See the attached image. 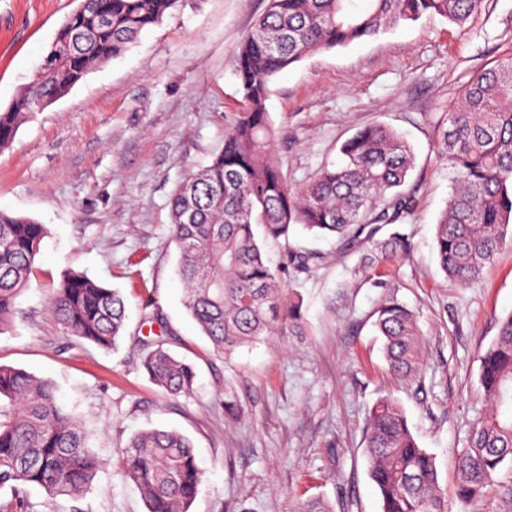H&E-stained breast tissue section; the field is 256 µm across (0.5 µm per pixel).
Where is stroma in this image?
<instances>
[{
  "label": "stroma",
  "mask_w": 512,
  "mask_h": 512,
  "mask_svg": "<svg viewBox=\"0 0 512 512\" xmlns=\"http://www.w3.org/2000/svg\"><path fill=\"white\" fill-rule=\"evenodd\" d=\"M78 0H0V110L30 80ZM268 0H180L119 58L90 72L24 123L0 151V209L49 230L30 283L0 334V364L50 381L104 461L76 500L22 485L0 489V512H146L118 473L114 451L140 430L174 429L193 444L204 479L191 512H295L321 500L332 512H380L364 456V418L381 396L400 401L421 447L436 457L448 512H512V463L473 503L456 497L455 458L487 401L479 355L512 312V244L477 281L441 270L435 224L450 172L436 128L471 78L512 55V0H487L466 31L421 19L279 74L267 110L290 185L310 182L360 128L398 131L415 154L403 187L413 199L406 255L364 267L367 241L295 233L267 242L321 252L286 288L303 298L306 333L217 354L187 314L169 238L176 186L207 164L242 108L233 59ZM77 271L126 299L116 349L79 343L50 308ZM413 312L425 364L414 382L386 369L374 321L387 298ZM164 341L197 373L193 393L169 397L141 366V338Z\"/></svg>",
  "instance_id": "35a3bbf8"
}]
</instances>
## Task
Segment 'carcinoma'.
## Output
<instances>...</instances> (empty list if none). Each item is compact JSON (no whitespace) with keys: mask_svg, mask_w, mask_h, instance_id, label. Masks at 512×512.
<instances>
[{"mask_svg":"<svg viewBox=\"0 0 512 512\" xmlns=\"http://www.w3.org/2000/svg\"><path fill=\"white\" fill-rule=\"evenodd\" d=\"M180 0H80L58 30L31 81L0 111V149L34 114L96 67L120 57L141 31L160 23ZM484 0H269L233 62L244 108L224 134V147L189 174L170 200L169 235L178 246L184 307L219 354L269 336L305 332L300 298L282 287L288 267L318 259L287 244L296 226L321 236L363 238L373 245L367 265L407 253L394 232L412 200L401 191L414 166L410 145L375 123L341 146L343 161L323 166L301 187L288 184L273 151L277 130L266 108L273 79L308 56L343 48L389 29L439 16L466 30ZM437 155L451 170L448 204L436 224L442 270L466 285L480 277L499 248L512 242V55L474 76L437 129ZM283 240L284 260L264 258L253 226ZM45 225L0 210V334L12 325L47 236ZM69 333L103 349L125 329L126 304L116 289L84 274L67 275L50 302ZM389 372L402 380L423 366L422 339L411 311L391 298L377 309ZM479 383L488 408L457 455L458 497L476 500L505 462H512V312L480 355ZM148 377L173 397L193 391V368L156 343L142 357ZM0 489L32 485L51 498H76L103 468L54 385L23 369L0 365ZM369 475L381 512H446L435 457L420 447L398 399L371 407L365 425ZM121 475L146 512H190L203 471L190 441L174 430L133 435L117 450Z\"/></svg>","mask_w":512,"mask_h":512,"instance_id":"1","label":"carcinoma"}]
</instances>
